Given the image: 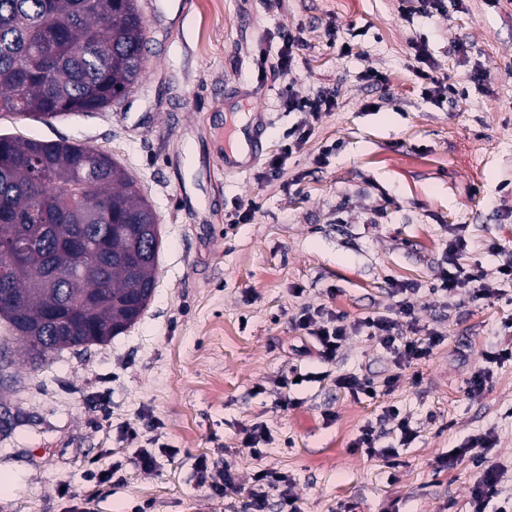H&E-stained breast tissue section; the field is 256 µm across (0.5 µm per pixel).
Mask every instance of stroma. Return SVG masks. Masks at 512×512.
<instances>
[{"label": "stroma", "instance_id": "stroma-1", "mask_svg": "<svg viewBox=\"0 0 512 512\" xmlns=\"http://www.w3.org/2000/svg\"><path fill=\"white\" fill-rule=\"evenodd\" d=\"M138 4L146 68L121 104L47 124L0 112V135L111 155L161 231L152 300L111 342L35 364L0 319V474L16 479L0 512H75L93 459L119 467L98 512H238L240 496L198 487L203 459L245 487L258 470L285 473L300 512H465L472 464L438 473L433 461L489 430L488 458L506 467L512 496V360L484 359L508 341L512 286L491 305L432 290L456 231L468 241L460 264L489 277L512 252V0H449L415 15L399 0ZM286 26L303 30L289 78L270 71ZM422 70L454 98L427 97ZM289 84L303 97L332 91L336 106L287 156L302 119L280 96ZM256 111L259 162L225 170L231 125ZM277 157L284 175L271 180ZM397 284L413 285L404 299L418 325L444 336L430 357L396 367L353 330L334 363L316 362L294 325L303 309L351 323L383 315ZM485 367V390L468 394ZM294 371L306 380L285 391ZM343 374L373 379L376 396L338 388ZM390 406L417 429L410 445L388 432ZM128 423L136 439L123 437ZM368 424L397 448L398 468L354 447ZM252 425L269 433L257 456L241 447ZM144 448L157 457L149 472L136 461Z\"/></svg>", "mask_w": 512, "mask_h": 512}]
</instances>
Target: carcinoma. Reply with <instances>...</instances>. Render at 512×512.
<instances>
[{
	"instance_id": "1",
	"label": "carcinoma",
	"mask_w": 512,
	"mask_h": 512,
	"mask_svg": "<svg viewBox=\"0 0 512 512\" xmlns=\"http://www.w3.org/2000/svg\"><path fill=\"white\" fill-rule=\"evenodd\" d=\"M61 39L42 38L47 8ZM146 24L137 0H0V111L47 121L67 106L88 113L114 105L144 71ZM55 62L53 86L39 78L42 62ZM85 195L107 198L115 215L149 219L151 206L128 173L111 157L89 146L60 140L45 142L4 136L0 146V205L13 221H0V245L27 242L25 268L0 277L10 296L0 301L6 320L31 360H45L66 349L106 344L136 323L132 303L137 288L155 281L154 255L139 252L136 271L121 261L134 237L148 240L147 225L106 228L105 221L72 211ZM70 216V230L86 238L89 254L105 243L111 261L103 276L75 272L54 289L70 300L103 293L108 301L73 309L60 323L44 322L46 298L35 291L47 266L66 269L74 256L58 245L60 213Z\"/></svg>"
}]
</instances>
